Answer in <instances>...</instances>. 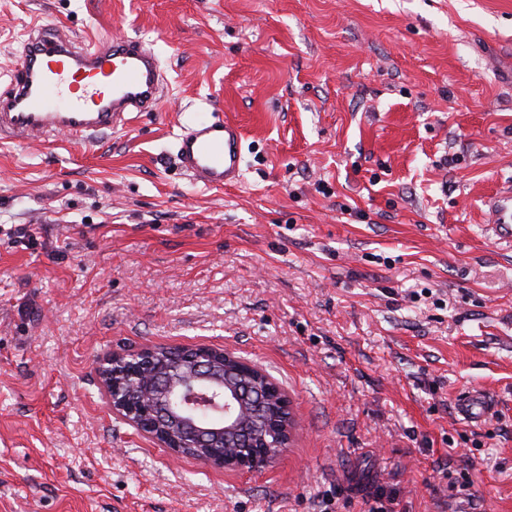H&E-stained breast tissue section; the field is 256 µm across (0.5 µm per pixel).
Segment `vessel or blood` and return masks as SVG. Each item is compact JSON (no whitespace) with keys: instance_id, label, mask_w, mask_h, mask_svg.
Returning <instances> with one entry per match:
<instances>
[{"instance_id":"b4317fda","label":"vessel or blood","mask_w":512,"mask_h":512,"mask_svg":"<svg viewBox=\"0 0 512 512\" xmlns=\"http://www.w3.org/2000/svg\"><path fill=\"white\" fill-rule=\"evenodd\" d=\"M160 84L159 62L141 41L112 37L78 47L68 33L39 26L30 32L9 88L0 92V136L62 132L85 145L92 134L125 125L130 113L153 111ZM177 158L195 182L233 183L241 172V131L218 117L198 121L181 134ZM489 206L496 216L493 236L511 244L512 191H503ZM456 409L468 422L492 412L477 391L465 392Z\"/></svg>"}]
</instances>
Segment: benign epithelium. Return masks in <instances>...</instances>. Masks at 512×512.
I'll list each match as a JSON object with an SVG mask.
<instances>
[{
  "mask_svg": "<svg viewBox=\"0 0 512 512\" xmlns=\"http://www.w3.org/2000/svg\"><path fill=\"white\" fill-rule=\"evenodd\" d=\"M197 353L192 368L181 382L176 398L162 403L157 398L132 397L131 390L141 385L143 369L153 363L154 348L118 349L100 360L99 380L112 413L174 455L184 448L210 447L208 426L193 420L195 409L205 404L224 413V430L251 434L242 444L228 443L199 461L217 468L253 471L272 465L290 445L295 424L286 393L264 370L235 353L210 346H182ZM275 404L273 421L259 419L247 428L239 420L252 410Z\"/></svg>",
  "mask_w": 512,
  "mask_h": 512,
  "instance_id": "benign-epithelium-1",
  "label": "benign epithelium"
}]
</instances>
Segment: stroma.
<instances>
[{
    "instance_id": "1",
    "label": "stroma",
    "mask_w": 512,
    "mask_h": 512,
    "mask_svg": "<svg viewBox=\"0 0 512 512\" xmlns=\"http://www.w3.org/2000/svg\"><path fill=\"white\" fill-rule=\"evenodd\" d=\"M38 25L166 83L92 146L0 143V512H512V0H0V91ZM214 112L219 189L175 154ZM146 345L262 367L290 447L216 469L113 415L98 362ZM177 158L195 182L224 187L240 177L241 131L220 117L199 120L179 137ZM490 208L496 216L495 224L489 227L492 235L499 243H512V191H503L499 196L494 197ZM457 414L467 422L483 421L492 412L489 401L478 391H467L458 400Z\"/></svg>"
}]
</instances>
